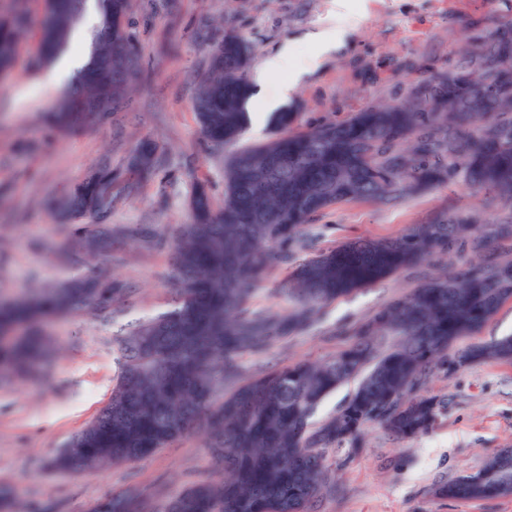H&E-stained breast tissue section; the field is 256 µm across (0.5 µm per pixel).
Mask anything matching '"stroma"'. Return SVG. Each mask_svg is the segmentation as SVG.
I'll use <instances>...</instances> for the list:
<instances>
[{"instance_id": "1", "label": "stroma", "mask_w": 512, "mask_h": 512, "mask_svg": "<svg viewBox=\"0 0 512 512\" xmlns=\"http://www.w3.org/2000/svg\"><path fill=\"white\" fill-rule=\"evenodd\" d=\"M129 22L139 52L137 83L115 117L98 124L48 131L47 111L68 93L37 84L42 0H0V12L22 10L27 26L14 67L0 74V298L19 296L38 281L64 283L90 269L71 222L50 211L102 160L124 170L133 145L151 138L166 145L170 163L137 196L118 195L116 224H143L165 235L188 221L194 181L224 193V157L210 154L199 133L193 101L219 32L203 20L223 21L252 49L255 79L264 58L289 46L306 70L281 107L303 125L341 121L369 107L410 100L417 88L467 66L484 43L512 30V0H132ZM485 193L440 184L405 201L379 206L346 202L320 213L312 232L321 247L357 238L395 237L408 228L459 213H482ZM127 292L117 304L124 322L163 309L172 286L170 249L124 245L110 264ZM434 273L423 265L400 271L330 305L309 332L243 360L255 374L304 358H323L347 346L342 329L410 292ZM57 349L48 380L19 377L0 385V486L14 493L11 512L51 506L52 512H90L101 497L133 488L148 512H164L169 498L211 472L203 431L135 462L64 472L50 468L55 452L80 432L107 401L115 375L111 329L76 309L43 325ZM433 394L448 407L435 428L397 441L381 429L354 456L332 453L342 489L315 512H512V497L482 502L433 498L430 487L474 471L512 447V364L482 362L438 373Z\"/></svg>"}]
</instances>
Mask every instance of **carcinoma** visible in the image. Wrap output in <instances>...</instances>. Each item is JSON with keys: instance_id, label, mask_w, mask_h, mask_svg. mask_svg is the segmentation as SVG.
Returning a JSON list of instances; mask_svg holds the SVG:
<instances>
[{"instance_id": "cac0c4a2", "label": "carcinoma", "mask_w": 512, "mask_h": 512, "mask_svg": "<svg viewBox=\"0 0 512 512\" xmlns=\"http://www.w3.org/2000/svg\"><path fill=\"white\" fill-rule=\"evenodd\" d=\"M131 0H43L39 56L65 54L88 10L87 60L76 96L55 109L59 126L98 123L130 92L139 58L127 27ZM21 15H0V72L13 65ZM251 49L224 32L212 49L193 107L207 149L216 154L244 134L252 85ZM274 135L224 157V198L203 181L188 197L190 221L167 240L175 288L168 307L118 326L110 307L123 292L103 270L15 300L0 299V381L19 370L44 372L47 341L37 330L53 313L81 304L112 327L116 374L94 419L53 458L56 468H103L137 462L202 423L213 475L170 498L167 512H312L336 493L331 450L347 456L382 429L397 440L433 430L446 402L428 392L438 371L485 360L512 364V335L456 348L477 335L512 299V259L498 243L512 237V213L493 224L463 214L420 224L399 237L316 247L313 217L335 205L389 204L442 183L483 191L512 210V35L489 44L476 69L452 70L412 100L382 104L350 119L306 128L296 112L271 113ZM168 150L142 140L131 155L128 193L165 166ZM112 168L78 183L61 207L86 222L78 231L96 249L137 238L106 223L112 214ZM478 255L453 268L452 251ZM423 262L442 272L351 329L354 340L328 358L298 360L244 375L243 358L301 335L336 299ZM289 265L273 294L286 309L255 305L262 285ZM237 384L224 395V385ZM349 393L329 417L321 404ZM482 482L462 474L431 489L440 499L480 501L512 495V448L490 456ZM91 512H141L124 493L101 498Z\"/></svg>"}]
</instances>
